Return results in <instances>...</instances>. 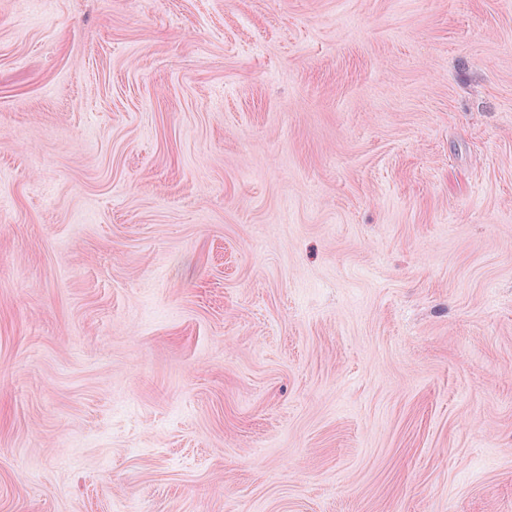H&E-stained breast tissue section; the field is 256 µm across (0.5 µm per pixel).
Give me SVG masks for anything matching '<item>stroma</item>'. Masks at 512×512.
Here are the masks:
<instances>
[{"mask_svg": "<svg viewBox=\"0 0 512 512\" xmlns=\"http://www.w3.org/2000/svg\"><path fill=\"white\" fill-rule=\"evenodd\" d=\"M0 512H512V0H0Z\"/></svg>", "mask_w": 512, "mask_h": 512, "instance_id": "stroma-1", "label": "stroma"}]
</instances>
